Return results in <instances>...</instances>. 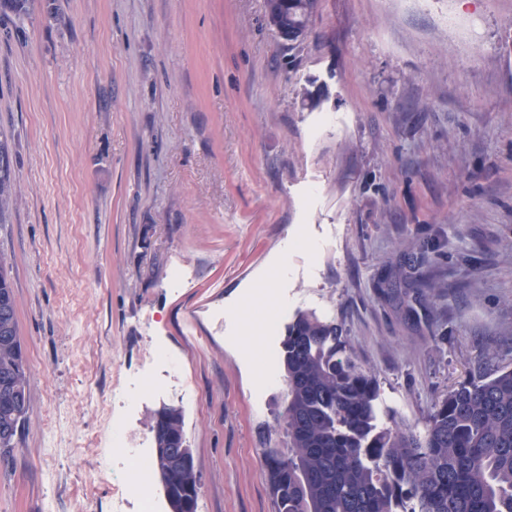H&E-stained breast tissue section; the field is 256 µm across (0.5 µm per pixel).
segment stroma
Instances as JSON below:
<instances>
[{"label": "stroma", "instance_id": "35a3bbf8", "mask_svg": "<svg viewBox=\"0 0 512 512\" xmlns=\"http://www.w3.org/2000/svg\"><path fill=\"white\" fill-rule=\"evenodd\" d=\"M0 133L31 372L0 512H115L112 436L154 447L165 406L198 512H274L259 368L300 312L342 325L383 424L512 367V0H319L296 48L264 0H31L0 15ZM18 188L11 165L8 141L0 136V224H10ZM160 419L164 423L165 430H168V435H174L175 437H169L170 443L164 445L163 435L159 438V448H155L158 456L161 452L164 456L171 457L173 463L188 464L189 459L184 455L183 439L185 442L184 432V415L181 409L175 407H164L159 410L155 416V421ZM180 438V439H178ZM166 447V448H163ZM171 447V448H170Z\"/></svg>", "mask_w": 512, "mask_h": 512}]
</instances>
